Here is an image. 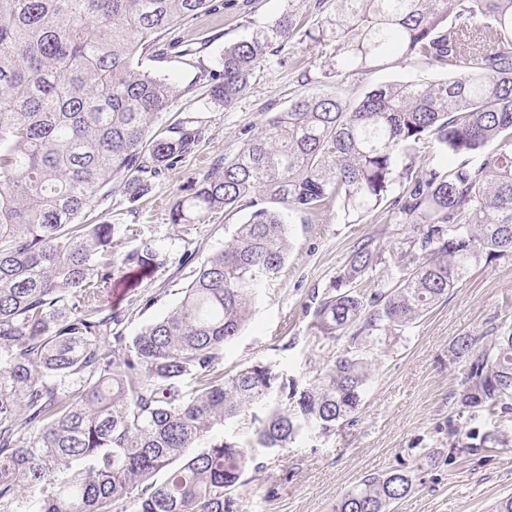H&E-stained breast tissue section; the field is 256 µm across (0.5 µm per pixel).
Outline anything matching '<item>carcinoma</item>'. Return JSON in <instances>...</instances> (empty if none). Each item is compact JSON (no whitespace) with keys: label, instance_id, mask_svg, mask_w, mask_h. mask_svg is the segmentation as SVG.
<instances>
[{"label":"carcinoma","instance_id":"1","mask_svg":"<svg viewBox=\"0 0 512 512\" xmlns=\"http://www.w3.org/2000/svg\"><path fill=\"white\" fill-rule=\"evenodd\" d=\"M222 10L224 0H0V512H239L255 449L342 428L381 346L472 266L512 256V0H336L325 25L290 14L225 47L221 71L198 66L212 99L232 106L271 43L299 34L336 42L325 66L338 77L388 53L448 77L381 84L356 101L299 95L232 160L199 172L173 195L170 223L250 216L189 271L181 303L127 340L102 298L119 266L165 260L144 240L118 255L141 229L86 216L114 193L137 202L205 137L197 117L153 130L179 91L143 61L193 60L166 32ZM428 139L458 162L416 166ZM397 181L407 189L390 249L357 245L309 310L311 335L345 340L326 370L304 384L260 361L224 372V345L288 256L283 212L335 202L360 221ZM450 358L464 367L450 448L508 445L505 431L471 422L512 414V330L462 334ZM234 420L240 431H224ZM417 482L402 468L367 477L334 512H390Z\"/></svg>","mask_w":512,"mask_h":512}]
</instances>
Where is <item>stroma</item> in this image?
Segmentation results:
<instances>
[{"label": "stroma", "instance_id": "35a3bbf8", "mask_svg": "<svg viewBox=\"0 0 512 512\" xmlns=\"http://www.w3.org/2000/svg\"><path fill=\"white\" fill-rule=\"evenodd\" d=\"M288 12L320 23L335 17L336 0H224L223 12L199 16L176 34L198 49L201 66L215 70L225 46ZM333 51V45L308 39L273 46L256 64L247 90L228 108L212 100L207 83L196 78L198 68L175 61L150 63V70L181 90L159 125L192 116L202 118L207 131L196 151L166 171L138 202L112 198L113 223L141 225L144 239L166 260L134 288L115 276L109 303L122 318L124 336H137L180 303L188 283V271L179 263L183 253H192L194 264L203 263L246 221V212L240 211L173 224L168 208L172 195L200 170L232 158L269 113L287 109L300 93L332 94L340 88L356 98L382 83L447 76L438 67L405 62L341 84L324 67ZM387 216L382 208L353 224L333 204L315 215L290 214L288 258L277 278L258 286L240 335L224 347L225 369L264 361L303 381L320 373L332 350L307 333L312 298L336 277L361 240L372 237L390 247L383 233ZM494 321L512 325V257L476 266L405 336L382 347L353 424L329 437L303 434L284 453L256 449L258 466L245 474L238 489L241 512H333L336 501L364 476L399 467L415 470L421 485L393 512H487L492 502L511 495L512 447L448 454V397L461 378L448 346L460 334L485 333Z\"/></svg>", "mask_w": 512, "mask_h": 512}]
</instances>
